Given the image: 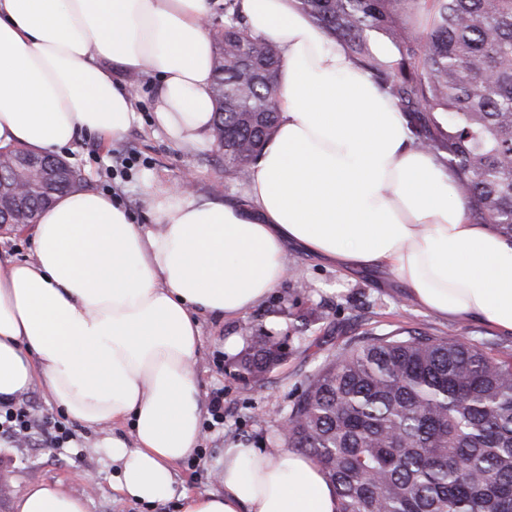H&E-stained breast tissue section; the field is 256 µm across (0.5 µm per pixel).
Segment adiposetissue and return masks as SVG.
I'll return each mask as SVG.
<instances>
[{
    "instance_id": "adipose-tissue-1",
    "label": "adipose tissue",
    "mask_w": 512,
    "mask_h": 512,
    "mask_svg": "<svg viewBox=\"0 0 512 512\" xmlns=\"http://www.w3.org/2000/svg\"><path fill=\"white\" fill-rule=\"evenodd\" d=\"M283 66L279 126L252 165L246 205L146 184L153 224L102 193L62 195L31 227L34 256L0 250V403L41 385L102 442L114 489L152 504L201 438L195 366L202 317L234 319L288 274V249L373 270L418 309L512 334V242L470 221L449 168L417 150L406 120L294 0H238ZM208 0H0V148L52 155L120 138L138 119L119 74L157 83L154 121L212 146ZM219 490L180 512H338L308 456L225 448ZM14 512H86L60 484L30 485Z\"/></svg>"
}]
</instances>
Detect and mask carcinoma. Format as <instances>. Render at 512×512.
Returning a JSON list of instances; mask_svg holds the SVG:
<instances>
[{"mask_svg":"<svg viewBox=\"0 0 512 512\" xmlns=\"http://www.w3.org/2000/svg\"><path fill=\"white\" fill-rule=\"evenodd\" d=\"M379 83L415 147L446 155L471 221L512 242V0H295ZM429 15L409 33L404 15ZM381 36L396 49L385 62ZM214 141L239 180L279 118L276 44L257 39L237 0L214 38ZM40 188L18 203L9 187ZM83 189L62 161L0 151V224H32L57 197ZM284 358L257 337L238 376L260 382ZM281 441L310 456L339 512H512V360L486 344L418 328L369 334L308 378Z\"/></svg>","mask_w":512,"mask_h":512,"instance_id":"carcinoma-1","label":"carcinoma"}]
</instances>
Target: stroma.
<instances>
[{"label":"stroma","instance_id":"1","mask_svg":"<svg viewBox=\"0 0 512 512\" xmlns=\"http://www.w3.org/2000/svg\"><path fill=\"white\" fill-rule=\"evenodd\" d=\"M138 119L116 141L83 140L72 153L87 188L111 191L135 216L137 223L152 221L143 186L153 181L167 187L183 173L194 176L193 190L218 195L232 203L244 200L245 184L224 170L216 149H190L156 132L151 121L156 85L147 76L131 84ZM134 155L136 164L123 176H112L115 157ZM288 275L258 306L233 320L203 319L201 351L196 366L203 399L224 394V423L204 431L199 453L174 468L173 496L147 506L120 497L112 488V461L101 448L103 432L71 423L74 439L66 448H28L0 439V512H12V502L30 484L58 482L85 497L87 512H179L178 493L217 490L216 472L224 448L245 444L271 449L280 426L307 380L343 348L361 342L367 333L419 328L428 333L463 337L488 344L494 353L512 355V337L489 325L471 321L457 324L424 313L412 305L393 281L371 271H336L304 252H288ZM308 288L298 291L297 279ZM283 341L286 355L264 383L237 376L239 353L227 352L224 342L237 336L249 347L256 335ZM274 416H266V409Z\"/></svg>","mask_w":512,"mask_h":512}]
</instances>
